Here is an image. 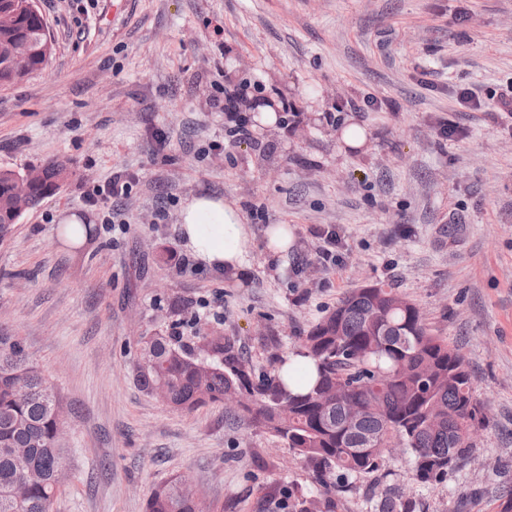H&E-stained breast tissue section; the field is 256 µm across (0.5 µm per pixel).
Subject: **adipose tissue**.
Listing matches in <instances>:
<instances>
[{
  "label": "adipose tissue",
  "instance_id": "ef3b65f1",
  "mask_svg": "<svg viewBox=\"0 0 512 512\" xmlns=\"http://www.w3.org/2000/svg\"><path fill=\"white\" fill-rule=\"evenodd\" d=\"M179 234L201 266L246 277L251 229L237 201L208 193L187 197L179 212Z\"/></svg>",
  "mask_w": 512,
  "mask_h": 512
}]
</instances>
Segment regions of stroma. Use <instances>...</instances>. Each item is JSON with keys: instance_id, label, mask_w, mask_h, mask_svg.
Instances as JSON below:
<instances>
[{"instance_id": "35a3bbf8", "label": "stroma", "mask_w": 512, "mask_h": 512, "mask_svg": "<svg viewBox=\"0 0 512 512\" xmlns=\"http://www.w3.org/2000/svg\"><path fill=\"white\" fill-rule=\"evenodd\" d=\"M48 64L0 85V170L70 177L0 245V328L61 393L67 475L52 512H146L187 476L210 512H283L313 475L224 403L177 411L138 381L141 337L218 331L258 371L348 291L412 300L464 355L486 422L471 456L424 485L387 455L382 487L418 512H503L512 496V0H36ZM245 88L249 137L215 108ZM475 92L482 108L459 100ZM382 101L379 109L368 100ZM287 123L262 125L266 102ZM453 125L454 137L440 135ZM362 128L359 146L341 138ZM168 140L157 146L153 134ZM221 149H212V142ZM134 177L116 226L88 194ZM237 200L251 227L235 282L183 248L190 195ZM89 221L68 242L62 219ZM296 243L270 261L266 229ZM331 250L338 263L324 262Z\"/></svg>"}]
</instances>
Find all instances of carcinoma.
Wrapping results in <instances>:
<instances>
[{
    "label": "carcinoma",
    "mask_w": 512,
    "mask_h": 512,
    "mask_svg": "<svg viewBox=\"0 0 512 512\" xmlns=\"http://www.w3.org/2000/svg\"><path fill=\"white\" fill-rule=\"evenodd\" d=\"M32 0H11L17 26L0 30V84L19 76L9 56L25 50L33 70L50 53L41 50L46 23ZM31 205L59 190L66 162L41 167ZM13 172L0 171V243L19 219L13 213ZM145 388L175 410L192 411L224 401L230 389L247 390L236 407L256 428L284 440L319 484L312 496L288 492V512H337L342 497L356 491L351 478L378 472L398 440L412 456L413 476L438 484L473 448L471 430L483 426L485 407L474 397L460 350L434 335L420 308L390 288H355L299 338L292 353L309 360L285 382L278 371L259 375L224 335L156 334L140 340ZM207 360L201 361L200 356ZM345 385L359 408L360 434L345 428L342 409L324 396ZM64 400L30 362L17 337L0 329V512H52L66 466ZM195 493L176 477L155 487L146 512H194ZM372 512H414L392 492L372 494Z\"/></svg>",
    "instance_id": "carcinoma-1"
}]
</instances>
